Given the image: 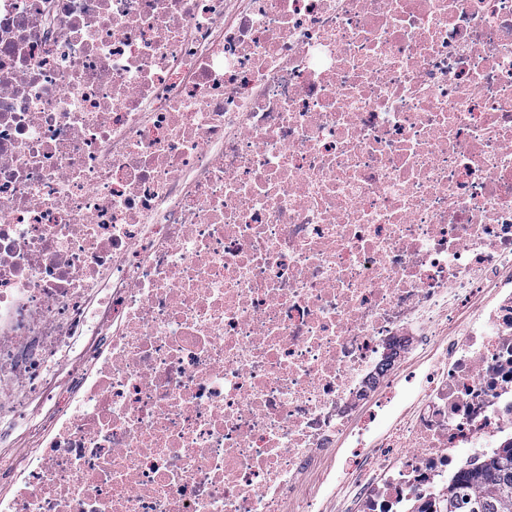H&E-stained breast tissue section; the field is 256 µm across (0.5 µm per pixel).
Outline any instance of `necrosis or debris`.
<instances>
[{"mask_svg": "<svg viewBox=\"0 0 512 512\" xmlns=\"http://www.w3.org/2000/svg\"><path fill=\"white\" fill-rule=\"evenodd\" d=\"M35 398L0 512H434L512 442V0H0ZM36 444L35 436L32 434H24L16 439L14 448L0 447V453L2 455H13L19 458L20 461L27 462L33 459L38 453L39 448H33Z\"/></svg>", "mask_w": 512, "mask_h": 512, "instance_id": "4bbe7bcc", "label": "necrosis or debris"}]
</instances>
